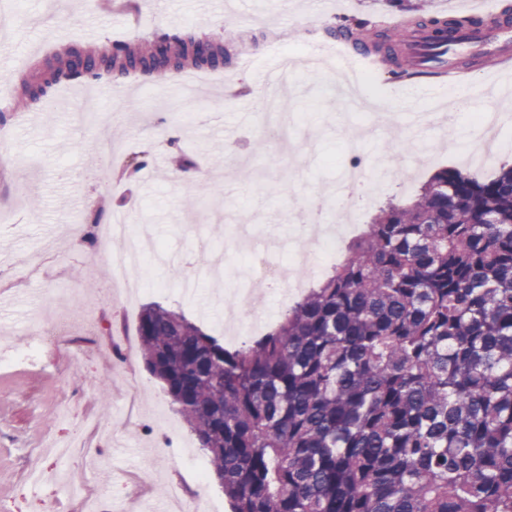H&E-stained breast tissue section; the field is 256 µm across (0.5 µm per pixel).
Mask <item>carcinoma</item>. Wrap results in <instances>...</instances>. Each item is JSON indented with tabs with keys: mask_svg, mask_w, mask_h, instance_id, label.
Returning <instances> with one entry per match:
<instances>
[{
	"mask_svg": "<svg viewBox=\"0 0 512 512\" xmlns=\"http://www.w3.org/2000/svg\"><path fill=\"white\" fill-rule=\"evenodd\" d=\"M328 33L363 52L388 40L363 24ZM117 48L152 58L150 43ZM80 50L127 72L110 45ZM387 57L394 76L415 69ZM185 66L201 64L182 54L147 76ZM137 335L232 512H512V167H446L388 203L276 328L239 347L159 303Z\"/></svg>",
	"mask_w": 512,
	"mask_h": 512,
	"instance_id": "carcinoma-1",
	"label": "carcinoma"
}]
</instances>
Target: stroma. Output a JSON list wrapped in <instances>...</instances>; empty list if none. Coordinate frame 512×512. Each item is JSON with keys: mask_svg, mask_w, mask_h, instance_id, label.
Wrapping results in <instances>:
<instances>
[{"mask_svg": "<svg viewBox=\"0 0 512 512\" xmlns=\"http://www.w3.org/2000/svg\"><path fill=\"white\" fill-rule=\"evenodd\" d=\"M92 2L66 0L55 19L44 0H5L0 94L16 99L22 79L35 78L58 49L81 43L91 9L100 45L217 34L230 18L235 50L199 98L183 94L172 76L138 77L123 98L73 79L0 123V211L13 213L0 228V356L36 341L59 317L70 320L64 340L41 344L34 362L0 369V512H54L67 497L65 475L81 470L88 448L99 449L100 472L87 476V486L107 512H165L176 486L187 504L213 502L230 512L212 475L200 482L191 475L188 460L206 456L144 367L139 312L158 302L223 336L225 277L245 270L252 248L291 238L289 208L313 194L330 196L338 171L325 159L346 152L348 134L376 127L364 140L368 154L398 155L403 166L380 192L353 196L343 219L347 239L386 199L415 197L440 168L466 169L453 137L416 129L395 109L400 92L422 90L424 75L398 82L377 67L385 104L378 112L348 108L325 92L321 77L292 75L282 106L295 118L289 139L265 134L259 117L266 72L330 43L326 29L338 19L380 28L428 14L448 19L464 16V0H112L105 10ZM31 112L40 113L39 125L28 121ZM170 130L207 175L209 191L176 175ZM106 142L122 154L112 160L115 176L103 182L88 159ZM143 150L152 153L150 165L119 176ZM116 211L150 226L181 261L203 249L229 260L216 278L198 269V291L187 295L176 267L145 258L131 271L139 293L127 296L108 272V251H87L72 233L89 225L91 213Z\"/></svg>", "mask_w": 512, "mask_h": 512, "instance_id": "obj_1", "label": "stroma"}]
</instances>
